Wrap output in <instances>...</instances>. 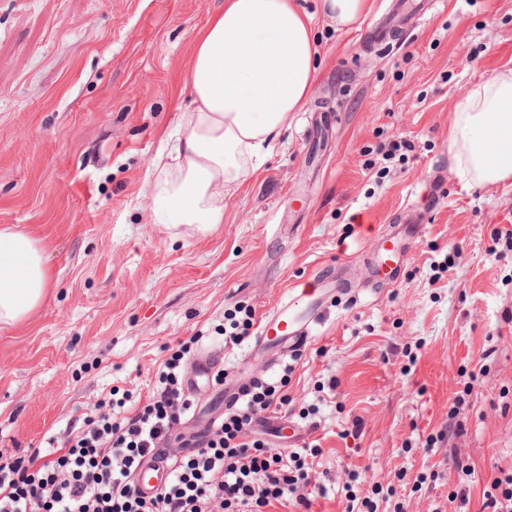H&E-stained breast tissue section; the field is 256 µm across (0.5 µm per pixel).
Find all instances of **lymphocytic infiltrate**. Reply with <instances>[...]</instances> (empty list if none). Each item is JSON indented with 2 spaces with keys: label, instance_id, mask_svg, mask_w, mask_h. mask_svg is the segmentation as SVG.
<instances>
[{
  "label": "lymphocytic infiltrate",
  "instance_id": "f902f5d3",
  "mask_svg": "<svg viewBox=\"0 0 512 512\" xmlns=\"http://www.w3.org/2000/svg\"><path fill=\"white\" fill-rule=\"evenodd\" d=\"M203 340L197 334L171 347L147 396L112 388L46 447L0 467V512H270L275 504L311 512L319 445L283 451L255 429L263 415L287 405L292 365L276 383L249 378L223 413L184 434L196 410L184 391V369ZM150 458L169 470L153 496L132 481Z\"/></svg>",
  "mask_w": 512,
  "mask_h": 512
}]
</instances>
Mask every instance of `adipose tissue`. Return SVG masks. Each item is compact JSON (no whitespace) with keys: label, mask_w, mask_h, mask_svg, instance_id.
<instances>
[{"label":"adipose tissue","mask_w":512,"mask_h":512,"mask_svg":"<svg viewBox=\"0 0 512 512\" xmlns=\"http://www.w3.org/2000/svg\"><path fill=\"white\" fill-rule=\"evenodd\" d=\"M312 17L295 0H224L194 40L177 130L146 173L150 220L204 235L224 221V200L260 171L317 73ZM450 149L460 180L512 178V67L472 85L455 105ZM51 271L38 240L0 228V326L44 302Z\"/></svg>","instance_id":"adipose-tissue-1"}]
</instances>
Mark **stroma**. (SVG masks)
<instances>
[{"instance_id":"stroma-1","label":"stroma","mask_w":512,"mask_h":512,"mask_svg":"<svg viewBox=\"0 0 512 512\" xmlns=\"http://www.w3.org/2000/svg\"><path fill=\"white\" fill-rule=\"evenodd\" d=\"M223 4L0 0V226L39 239L52 270L43 305L0 327V450L43 446L112 387L147 394L164 347L199 330L229 377L277 379L252 343L224 345L225 309L265 318L337 268L350 286L323 297L279 416L320 443L313 512L351 493L377 512H482L512 470V180L461 182L449 142L459 98L512 65V0H440L380 45L363 34L384 0L346 31L298 0L315 16L310 104L201 237L151 224L145 175ZM401 138L413 151L385 160ZM407 209L420 228L378 281L377 239Z\"/></svg>"}]
</instances>
